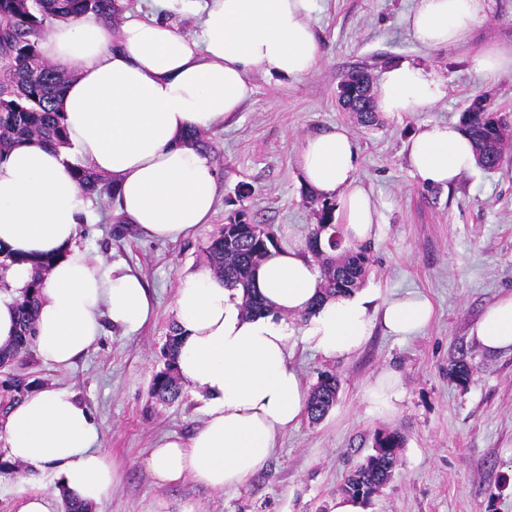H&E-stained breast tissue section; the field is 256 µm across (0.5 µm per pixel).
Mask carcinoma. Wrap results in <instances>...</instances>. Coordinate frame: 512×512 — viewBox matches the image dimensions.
I'll list each match as a JSON object with an SVG mask.
<instances>
[{
  "label": "carcinoma",
  "mask_w": 512,
  "mask_h": 512,
  "mask_svg": "<svg viewBox=\"0 0 512 512\" xmlns=\"http://www.w3.org/2000/svg\"><path fill=\"white\" fill-rule=\"evenodd\" d=\"M127 9L118 0H0V161L12 148L25 141L50 146L67 143V129L57 101L70 79L64 69L43 60L38 39L57 20L95 16L109 22ZM465 132L472 140L477 166L498 169L504 155L498 133L491 131V113L476 104L462 113ZM79 188L88 196H112V179L88 165L75 166ZM330 207L322 203L320 224L312 233V251L321 259V288L326 296L345 294L360 287L371 263V247L344 243L336 235ZM275 245L270 227L263 224H226L205 247L207 263L212 271L224 277L227 284L243 291L244 311L259 313L263 304L251 286L256 263ZM50 258L33 262L31 281L16 299L19 332L16 342L0 349V366L12 365L33 344L37 293L51 267ZM177 347L176 328H171L164 345L167 364L155 374L153 396L172 402L180 394V383L174 374ZM340 381L326 374L312 388L307 415L321 420L336 404ZM403 438L393 431L376 434L373 450L366 462L352 470L340 486L344 494L368 497L385 485L399 462Z\"/></svg>",
  "instance_id": "carcinoma-1"
}]
</instances>
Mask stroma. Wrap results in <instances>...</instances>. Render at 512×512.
Wrapping results in <instances>:
<instances>
[{"instance_id":"1","label":"stroma","mask_w":512,"mask_h":512,"mask_svg":"<svg viewBox=\"0 0 512 512\" xmlns=\"http://www.w3.org/2000/svg\"><path fill=\"white\" fill-rule=\"evenodd\" d=\"M414 0H314L311 23L320 43L319 67L303 79L258 75L254 92L204 133L217 165L215 213L190 238L154 241L118 222L116 204L91 199L92 221L79 246L125 263L154 293V318L123 334L104 328L99 341L69 368L45 363L36 349L0 368V382L18 375L30 390L66 388L94 413L100 445L119 469L111 495L93 512H329L347 473L371 454L377 432L404 438L391 481L365 502L366 512H512V351L491 353L471 336L482 312L512 290V153L498 170L474 169L446 188L420 185L411 175L406 142L422 121H460L474 101L512 119V72H476L471 58L488 46L512 47V0H485L467 42L428 48L402 19ZM432 70L446 94L412 116L378 114L367 126L338 104V87L356 69L380 77L391 63ZM346 126L359 147L358 176L373 196L379 229L373 262L362 283L379 297L420 293L434 315L419 335L400 340L375 329L358 353L329 359L296 348L291 362L306 387L321 374L340 380L338 400L320 421L301 418L276 454L244 485L215 492L189 479L157 485L145 460L168 435L189 437L202 423L204 401L183 390L164 404L150 393L163 368L162 348L173 324L179 275L206 268L204 247L227 224H266L278 246L308 241L320 206L300 181L302 141ZM468 365L467 382L449 373ZM394 372L399 399L382 418L368 398L385 371ZM33 492L64 512L49 471L0 472V512H15Z\"/></svg>"}]
</instances>
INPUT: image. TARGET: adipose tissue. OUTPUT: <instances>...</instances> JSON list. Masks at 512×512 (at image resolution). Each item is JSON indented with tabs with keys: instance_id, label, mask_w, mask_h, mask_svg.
Returning a JSON list of instances; mask_svg holds the SVG:
<instances>
[{
	"instance_id": "1",
	"label": "adipose tissue",
	"mask_w": 512,
	"mask_h": 512,
	"mask_svg": "<svg viewBox=\"0 0 512 512\" xmlns=\"http://www.w3.org/2000/svg\"><path fill=\"white\" fill-rule=\"evenodd\" d=\"M158 2L174 15L201 16L199 35L124 13L113 27L92 17L61 20L39 41L47 62L75 73L58 101L68 142H24L0 163V251L18 258L7 270L10 292H0L2 349L16 335L14 293L29 282L31 260L44 255L55 261L38 296L34 344L46 362L69 367L97 343L104 322L127 332L154 316L153 295L139 276L77 246L91 212L75 160L112 178L121 213L141 235L188 237L210 222L216 201L215 164L191 134L239 111L254 91V74L298 80L321 60L310 23L314 0ZM483 2L415 0L404 23L421 45H456L482 16ZM444 94L433 72L403 62L383 72L376 108L411 115ZM406 152L413 177L427 186H450L476 165L470 140L453 123H419ZM297 167L308 188L336 201L346 241L373 239L377 209L359 182L358 146L348 128L305 139ZM252 283L265 305L257 315L244 312L241 289L211 270L182 274L175 283L176 373L203 397L205 419L189 439L171 437L151 450L146 463L157 484L191 478L221 491L241 485L275 455L308 400L289 362L291 336L339 359L356 353L375 327L414 336L433 317L422 295L379 304L366 290L322 298L321 275L297 246L270 248ZM471 334L488 351L512 350V292L483 312ZM1 430L6 459L49 469L64 494L98 504L118 478L92 411L67 389L29 394Z\"/></svg>"
}]
</instances>
